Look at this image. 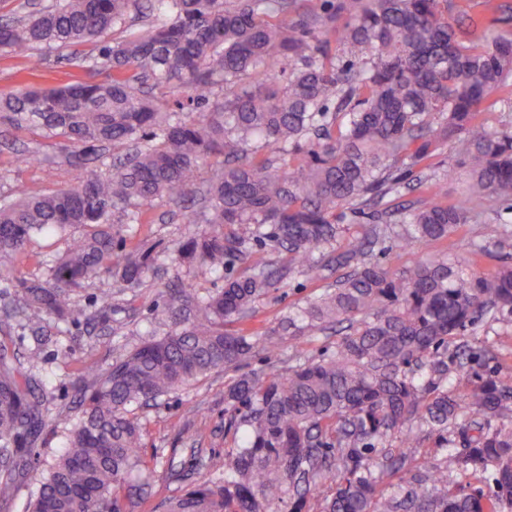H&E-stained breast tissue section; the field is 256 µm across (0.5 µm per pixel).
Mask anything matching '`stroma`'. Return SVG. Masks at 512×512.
<instances>
[{"label":"stroma","instance_id":"obj_1","mask_svg":"<svg viewBox=\"0 0 512 512\" xmlns=\"http://www.w3.org/2000/svg\"><path fill=\"white\" fill-rule=\"evenodd\" d=\"M91 78V73L73 67L54 52L44 53L41 65L36 67L24 59L0 54V91L21 82L50 88ZM27 151L34 152L36 158L25 163L21 156ZM68 153L61 139L48 137L39 128L16 130L0 124V183L17 195L64 188L76 176L67 160ZM441 160L443 166L453 167L451 176L436 182L412 177L408 188L382 200V208L392 211L403 204H422L435 199L452 203L461 198L466 191L463 168L455 166L450 154H442ZM190 214L183 204L158 199L149 207L148 223L126 235L124 247L142 243L153 247L160 257V271L153 284L115 301L106 324L93 331L81 316L65 325L48 323L50 340L40 347L38 377L48 392L51 418L37 442L38 462L27 471L13 498L0 500V512H26L28 499L38 487L44 469L64 450L67 435L80 414L71 381L84 361L90 358L104 365L111 364L122 353L128 331L160 335L166 332V325L156 320L154 311L162 304L168 283L183 273L181 267L172 263L170 253L177 241L197 232V225L188 221ZM499 234L505 237L501 250L477 266L478 272H492L501 264H512V210L487 212L478 223L461 226L453 238L454 251L458 256H468L476 244ZM65 247L63 237L40 235L32 238L11 262L24 272L37 275L43 261ZM345 272V267L331 260L319 282L296 272L285 275L276 288L254 303L249 326L262 334L277 331L289 311L318 297ZM279 342L277 354L270 356L254 350L241 365L213 370L192 386L172 391L158 405L138 410L142 425L141 455L147 464L148 485L146 503L135 505L132 512H148L150 505L189 484L203 481L202 460L237 446L239 436L226 431L224 415V393L236 380L251 371L282 374L296 363L330 354L336 346V333L327 329L303 336L285 335ZM455 344L471 346L485 355L482 362L466 363L468 372L482 375L512 372V324L481 320L459 336Z\"/></svg>","mask_w":512,"mask_h":512}]
</instances>
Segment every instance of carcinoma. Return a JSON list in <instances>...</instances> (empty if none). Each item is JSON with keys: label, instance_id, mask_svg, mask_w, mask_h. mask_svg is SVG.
Here are the masks:
<instances>
[{"label": "carcinoma", "instance_id": "carcinoma-1", "mask_svg": "<svg viewBox=\"0 0 512 512\" xmlns=\"http://www.w3.org/2000/svg\"><path fill=\"white\" fill-rule=\"evenodd\" d=\"M125 28L97 55L72 58L110 72L105 79L0 93V122L72 145L77 171L68 188L0 193L1 255L40 234L70 239L40 276L0 268L12 285L0 297V498L18 490L50 419L40 352L19 357L16 330L36 337L49 316L105 317L112 298L158 275L149 250L117 251L122 225L142 223L158 198L193 195L188 223L211 229L180 243L172 262L221 274L263 237L313 280L334 252L351 272L286 322L345 333L332 355L285 375H242L224 394L227 430L248 427L241 442L204 460L208 480L152 512H268L273 503L303 512L326 484L323 512H512V381L468 374L461 390L463 363L448 364V345L478 321L512 323V265L473 270L499 245L488 240L466 260L431 255L391 268L371 258L386 238L424 250L451 238L477 223L474 202L484 211L512 202V132L480 120L491 92L512 94V37L483 42L471 0H56L0 18V51L35 64L43 48ZM175 80L187 94L170 106L158 92ZM255 137L262 150L289 148L296 167L279 172L271 158L245 155ZM105 144L127 151L115 161ZM447 144L469 168L466 198L371 212L366 234L341 247L340 206L362 214L399 193ZM92 154L97 170L86 173ZM282 278L262 267L206 293L182 279L166 289L168 332L126 345L106 368L85 362L80 416L28 512H125V501L145 499L129 483L144 469L136 410L257 347L275 351L272 335L241 321ZM89 282L96 304L84 309L75 295ZM412 425L437 437L440 458L415 471L404 452L373 461L390 433ZM488 472L486 493L449 481Z\"/></svg>", "mask_w": 512, "mask_h": 512}]
</instances>
